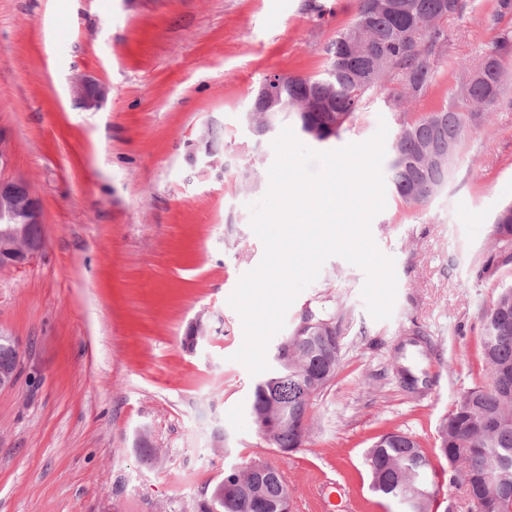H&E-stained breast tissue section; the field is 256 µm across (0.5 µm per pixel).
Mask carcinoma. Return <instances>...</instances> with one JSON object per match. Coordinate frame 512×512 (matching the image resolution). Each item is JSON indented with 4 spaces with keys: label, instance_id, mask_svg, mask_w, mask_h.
<instances>
[{
    "label": "carcinoma",
    "instance_id": "obj_1",
    "mask_svg": "<svg viewBox=\"0 0 512 512\" xmlns=\"http://www.w3.org/2000/svg\"><path fill=\"white\" fill-rule=\"evenodd\" d=\"M401 9H383L378 0H357L353 23L339 30L327 49L324 76L290 75L278 91L283 104L268 109L254 100L248 113L253 133L268 130L271 113L293 116L301 133L318 143L340 137L359 118L369 92L389 77L401 89L400 105L424 94L432 85L435 64L445 46L444 24L463 15L466 0H398ZM512 58V36L499 32L481 53L447 106L418 114L400 113L399 129L390 146V180L399 201L424 206L432 191L448 182V152L459 154L466 138L487 117L512 107V85L503 81L505 63ZM496 243L512 247V204L493 220ZM342 320L326 310L305 309L288 345V362L254 387L252 412L277 415L288 406V425L271 431L265 440L272 448L299 450L308 423L293 416L311 408L302 391L315 384L321 394L336 375L341 361ZM479 353L489 384L475 386L461 396L440 427L438 451L448 463L461 464L468 512H512V287L501 289L481 318ZM371 490L401 507L400 512H435L439 485L431 460L413 437L385 431L365 452ZM267 474L224 472L216 496L197 504V512H276L288 483L279 467L263 464ZM496 470L494 493L486 490L487 474ZM423 483L431 499L418 497L413 487Z\"/></svg>",
    "mask_w": 512,
    "mask_h": 512
}]
</instances>
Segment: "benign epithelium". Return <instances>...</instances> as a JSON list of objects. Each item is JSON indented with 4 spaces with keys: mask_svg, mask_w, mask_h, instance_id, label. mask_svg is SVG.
<instances>
[{
    "mask_svg": "<svg viewBox=\"0 0 512 512\" xmlns=\"http://www.w3.org/2000/svg\"><path fill=\"white\" fill-rule=\"evenodd\" d=\"M71 92L75 102L86 110L99 106L104 88L88 78L72 81ZM191 162L202 159L207 166L221 165L220 156L205 139L192 142ZM0 270L21 269L43 250L41 233V204L29 189L26 180L0 178Z\"/></svg>",
    "mask_w": 512,
    "mask_h": 512,
    "instance_id": "1",
    "label": "benign epithelium"
}]
</instances>
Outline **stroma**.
<instances>
[{
	"label": "stroma",
	"instance_id": "35a3bbf8",
	"mask_svg": "<svg viewBox=\"0 0 512 512\" xmlns=\"http://www.w3.org/2000/svg\"><path fill=\"white\" fill-rule=\"evenodd\" d=\"M498 0H469L449 20L446 53L419 113L449 103L495 32ZM354 0H0V177L23 178L41 202L45 247L0 271V331L21 366L0 390V512H196L233 466H279L294 512L331 481L352 512H396L371 492L366 448L398 429L418 440L444 489L438 512H466L448 487L438 429L458 398L487 383L480 316L512 285V260L480 269L492 221L512 203V108L492 113L420 210L393 190L371 224L394 261L390 318L373 319L364 272L340 257L286 314L267 350L306 308L344 316L341 362L313 401L306 442L281 456L251 412L257 378L234 354L244 333L228 299L264 247L250 204L270 185L275 133L245 114L266 76L317 77L350 25ZM106 89L98 108L71 83ZM395 82L370 92L331 151L387 126ZM224 131V166L190 162L209 123ZM208 336L185 340L197 315ZM71 92L75 102L86 110L97 108L105 95L99 83L83 77L72 81Z\"/></svg>",
	"mask_w": 512,
	"mask_h": 512
}]
</instances>
